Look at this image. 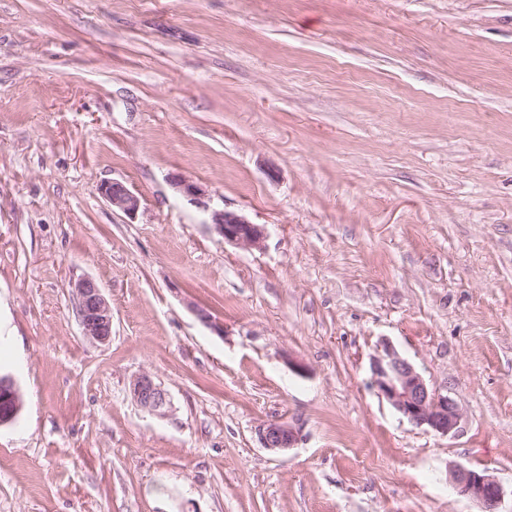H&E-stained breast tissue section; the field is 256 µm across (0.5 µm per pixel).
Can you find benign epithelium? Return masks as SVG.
<instances>
[{
	"label": "benign epithelium",
	"instance_id": "benign-epithelium-1",
	"mask_svg": "<svg viewBox=\"0 0 512 512\" xmlns=\"http://www.w3.org/2000/svg\"><path fill=\"white\" fill-rule=\"evenodd\" d=\"M171 183L189 201L203 208L209 224L225 243L246 248H261L266 237L265 227L254 224L239 212L224 208V200L208 195L198 184L181 176ZM100 195L125 216L134 217L141 198L124 182L105 181L99 186ZM77 313L82 333L93 341L105 343L112 336V309L102 289L92 279L74 283ZM373 385L379 395L410 423L425 427L441 436L458 432L461 412L457 402L447 394L430 388L415 366L402 357L388 342L371 358ZM137 404L153 415H163L170 404L167 392L149 374H141L130 384ZM23 400L20 390L9 374L0 373V427L15 422ZM263 447L286 451L296 444L297 432L285 422H271L259 429ZM450 484L460 497L475 501L481 512H500L505 490L500 481L486 470L454 465L449 470Z\"/></svg>",
	"mask_w": 512,
	"mask_h": 512
}]
</instances>
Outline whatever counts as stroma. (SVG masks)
Here are the masks:
<instances>
[{
	"instance_id": "1",
	"label": "stroma",
	"mask_w": 512,
	"mask_h": 512,
	"mask_svg": "<svg viewBox=\"0 0 512 512\" xmlns=\"http://www.w3.org/2000/svg\"><path fill=\"white\" fill-rule=\"evenodd\" d=\"M386 340L456 435L379 397ZM0 371V512H479L448 468L512 487V0H0ZM171 183L189 201L203 208L209 217L208 224L224 243L251 249L262 247L266 237L264 225L254 224L244 214L225 209L222 198L208 195L193 181L173 176ZM100 195L112 206V210L133 218L141 207V198L124 182L105 181L99 186ZM73 288L83 335L100 343L108 342L112 336V309L102 289L89 278L78 280ZM22 406V396L14 378L0 371V427L15 422ZM131 394L137 404L153 415H164L170 400L167 392L149 374H141L130 384ZM259 438L264 448L286 451L296 444L297 432L285 422H271L259 429Z\"/></svg>"
}]
</instances>
